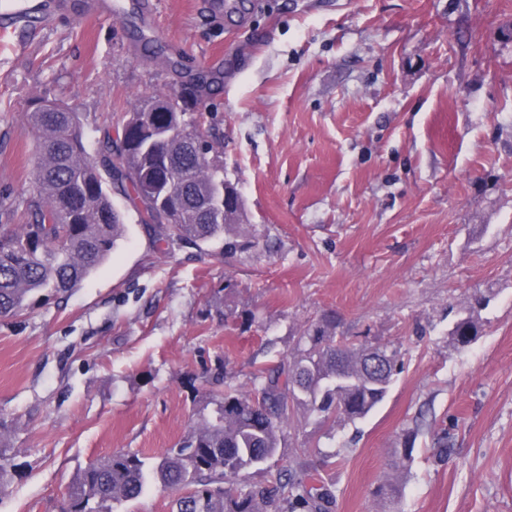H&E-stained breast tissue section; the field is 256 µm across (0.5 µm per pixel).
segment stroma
<instances>
[{
    "mask_svg": "<svg viewBox=\"0 0 512 512\" xmlns=\"http://www.w3.org/2000/svg\"><path fill=\"white\" fill-rule=\"evenodd\" d=\"M69 2L24 51L0 39V224L32 191L39 100L79 112L92 141L141 96L204 75L259 244L162 252L132 212L79 288L0 317V419L18 450L0 512H60L89 462L162 455L218 362L250 389L254 363L326 313L337 335L399 347L404 370L333 437L294 418L272 468L314 474L329 512H512V0H262L232 17L218 0H152L148 24L139 0L101 18ZM468 313L480 334L460 348L449 331ZM392 479L394 503L375 494Z\"/></svg>",
    "mask_w": 512,
    "mask_h": 512,
    "instance_id": "stroma-1",
    "label": "stroma"
}]
</instances>
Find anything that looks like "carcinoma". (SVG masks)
Returning a JSON list of instances; mask_svg holds the SVG:
<instances>
[{
    "label": "carcinoma",
    "instance_id": "1",
    "mask_svg": "<svg viewBox=\"0 0 512 512\" xmlns=\"http://www.w3.org/2000/svg\"><path fill=\"white\" fill-rule=\"evenodd\" d=\"M121 133L105 129L95 149L82 135L79 115L61 105L27 113L35 137L33 192L24 222L0 225V316H16L35 302L59 298L95 273L125 238L121 196L138 205L146 192L153 205L137 210L154 241L214 244L233 256L258 246L241 232L242 195L231 210L214 209L222 189L233 185L208 120V110L187 86L171 98L144 96L125 113ZM176 200V223L159 221V207ZM465 347L478 335L471 315L450 332ZM402 368L401 351L389 343L355 344L336 335L323 318L297 337L294 352L251 373V389L224 383L222 368L211 388L195 395L196 423L156 462L137 452L113 453L87 464L68 490L72 512H115L138 498L147 484L186 489L172 512H329L330 489L304 475L273 470L284 424L302 415L334 429L364 419L389 394ZM10 427L0 422V481L13 458ZM417 431L393 450L401 469L413 458Z\"/></svg>",
    "mask_w": 512,
    "mask_h": 512
}]
</instances>
